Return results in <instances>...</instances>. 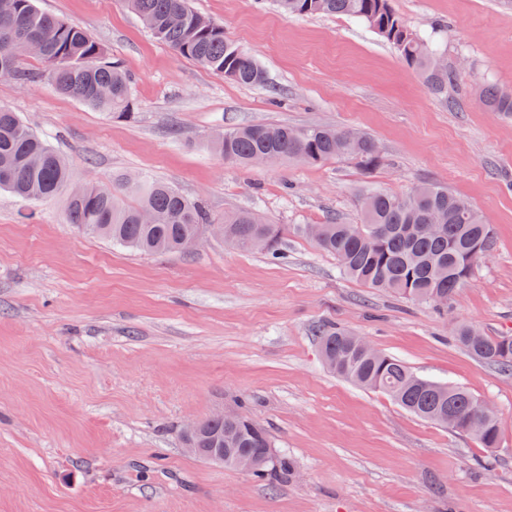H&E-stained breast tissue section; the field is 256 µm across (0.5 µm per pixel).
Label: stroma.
Returning a JSON list of instances; mask_svg holds the SVG:
<instances>
[{
    "label": "stroma",
    "instance_id": "35a3bbf8",
    "mask_svg": "<svg viewBox=\"0 0 512 512\" xmlns=\"http://www.w3.org/2000/svg\"><path fill=\"white\" fill-rule=\"evenodd\" d=\"M393 4L414 29L447 25L448 58L464 61L451 103L347 17L190 0L257 59L261 88L177 55L125 0H39L133 81L136 113L121 119L58 93L35 58L29 78L0 79V106L67 159L72 185L147 175L215 219L255 209L289 225L354 224L362 191L433 180L478 209L494 245L441 315L350 280L292 233L279 261L210 235L187 255L144 254L69 224L66 195L0 191V512H512V375L452 339L457 322L512 336V118L479 98L489 83L512 89V0ZM252 123L356 129L381 161L243 168L210 149ZM325 323L490 403L497 454L333 374L314 336ZM217 411L262 424L293 476L269 482L189 455L184 423Z\"/></svg>",
    "mask_w": 512,
    "mask_h": 512
}]
</instances>
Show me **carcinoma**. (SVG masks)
I'll list each match as a JSON object with an SVG mask.
<instances>
[{
    "label": "carcinoma",
    "mask_w": 512,
    "mask_h": 512,
    "mask_svg": "<svg viewBox=\"0 0 512 512\" xmlns=\"http://www.w3.org/2000/svg\"><path fill=\"white\" fill-rule=\"evenodd\" d=\"M145 28L178 55L191 59L217 75L241 85L261 86L267 75L257 60L224 38V28L201 17L188 0H126ZM287 17L337 16L364 22L388 43L402 60L417 71L430 91L448 100L456 70L442 67L437 58L446 52L447 26H432L423 36L395 10L392 0H271ZM42 42L38 59L47 64L45 75L60 93L91 107L127 118L134 109L132 81L125 70L106 57L102 45L83 28L41 11L37 0L0 3V78L25 77L21 61L30 56L26 40ZM481 101L493 112L512 115V91L486 86ZM247 124L224 131L212 142L224 160L250 165L259 155L272 160L292 159L317 165L350 158L369 170L381 156L375 142L362 132L348 143L350 129L320 125ZM69 181L66 159L29 127L21 116L0 106V190L37 201L58 194ZM357 204L358 224L334 218L318 225L315 245L334 257L343 273L369 288H381L407 299L428 304L440 314L448 308L461 285L474 273L491 247V229L479 211L448 186L424 182L406 193L370 189ZM150 211L155 223L142 224L140 214ZM439 215L440 229L428 235L420 229L431 214ZM68 221L78 228L108 239L112 244L142 253H181V240L203 235L218 221L201 202L174 187L140 176L135 185L119 179L110 186H88L68 199ZM224 243L241 251L261 235L269 242L266 253L279 255L284 228L270 224L255 211L224 215ZM455 343L470 356L512 374V336H490L467 323L453 327ZM321 355L337 376L364 389H378L404 410L451 430L473 437L481 447H500V422L480 414L482 400L463 387L436 382L415 373L404 361L378 354L353 342L352 334L332 326L319 330ZM224 435L225 454H263L272 447L266 430L246 416L224 421L206 419L197 448ZM291 463L279 456L254 472L257 477L291 472Z\"/></svg>",
    "instance_id": "cac0c4a2"
}]
</instances>
